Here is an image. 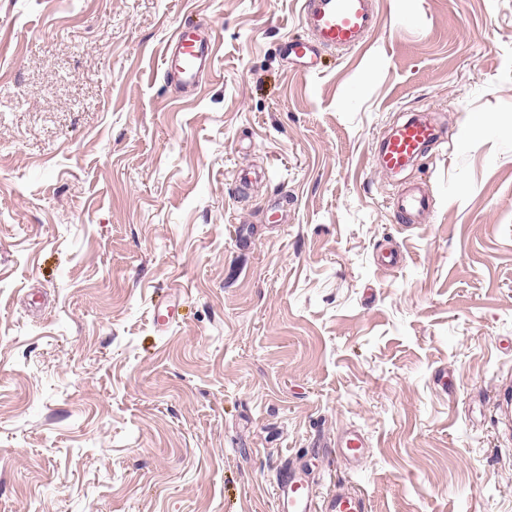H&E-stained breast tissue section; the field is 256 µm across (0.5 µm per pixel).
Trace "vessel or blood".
Segmentation results:
<instances>
[{"instance_id": "1", "label": "vessel or blood", "mask_w": 512, "mask_h": 512, "mask_svg": "<svg viewBox=\"0 0 512 512\" xmlns=\"http://www.w3.org/2000/svg\"><path fill=\"white\" fill-rule=\"evenodd\" d=\"M300 22L305 37L285 40L282 51L302 63H311L320 50H352L362 47L377 25L374 0H301ZM214 41L202 29L176 32L166 44L162 58L165 74L181 85L197 84L201 74L212 65ZM439 138L434 125L411 118L393 128L383 141L375 164L384 171L397 173L426 154ZM392 211L404 224H419L431 213L430 195L420 184L396 188L390 199ZM336 446L348 466L356 472L365 458L364 440L358 432L342 431ZM278 512H370L366 496L350 483L337 486L335 493L316 501L307 492L305 480L296 473L278 478Z\"/></svg>"}]
</instances>
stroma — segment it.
Segmentation results:
<instances>
[{
    "mask_svg": "<svg viewBox=\"0 0 512 512\" xmlns=\"http://www.w3.org/2000/svg\"><path fill=\"white\" fill-rule=\"evenodd\" d=\"M376 9L316 76L298 0H0V512H276L348 427L372 512H512V0ZM413 116L446 143L375 168ZM214 41L208 32L183 27L166 44L162 58L165 74L184 87H193L212 65ZM390 206L403 224L424 222L433 208L430 195L418 183L396 188L392 192Z\"/></svg>",
    "mask_w": 512,
    "mask_h": 512,
    "instance_id": "1",
    "label": "stroma"
}]
</instances>
